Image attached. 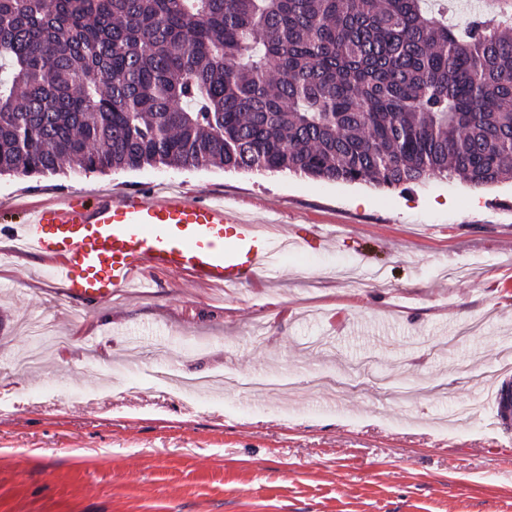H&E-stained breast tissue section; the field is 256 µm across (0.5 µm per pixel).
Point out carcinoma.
Here are the masks:
<instances>
[{
	"mask_svg": "<svg viewBox=\"0 0 512 512\" xmlns=\"http://www.w3.org/2000/svg\"><path fill=\"white\" fill-rule=\"evenodd\" d=\"M0 176L512 178V14L428 0H0ZM501 0H451L448 18L460 27H465L477 14L490 16L499 9Z\"/></svg>",
	"mask_w": 512,
	"mask_h": 512,
	"instance_id": "carcinoma-1",
	"label": "carcinoma"
}]
</instances>
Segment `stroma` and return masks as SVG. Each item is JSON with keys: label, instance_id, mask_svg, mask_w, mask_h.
Masks as SVG:
<instances>
[{"label": "stroma", "instance_id": "35a3bbf8", "mask_svg": "<svg viewBox=\"0 0 512 512\" xmlns=\"http://www.w3.org/2000/svg\"><path fill=\"white\" fill-rule=\"evenodd\" d=\"M130 187L332 241L291 250L258 288L162 275L81 309L35 260L0 262V512H512V426L493 401L512 375L511 180L69 170L0 178V205ZM225 370L299 389L179 385ZM464 399L474 411L454 417Z\"/></svg>", "mask_w": 512, "mask_h": 512}]
</instances>
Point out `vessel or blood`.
Returning <instances> with one entry per match:
<instances>
[{
    "mask_svg": "<svg viewBox=\"0 0 512 512\" xmlns=\"http://www.w3.org/2000/svg\"><path fill=\"white\" fill-rule=\"evenodd\" d=\"M0 238L12 242V256L41 262L63 295L82 305L110 303L153 272L204 288L246 286L277 276L287 248L327 240L315 224L273 235L223 202L136 189L91 197L60 192L34 211H17Z\"/></svg>",
    "mask_w": 512,
    "mask_h": 512,
    "instance_id": "obj_1",
    "label": "vessel or blood"
}]
</instances>
